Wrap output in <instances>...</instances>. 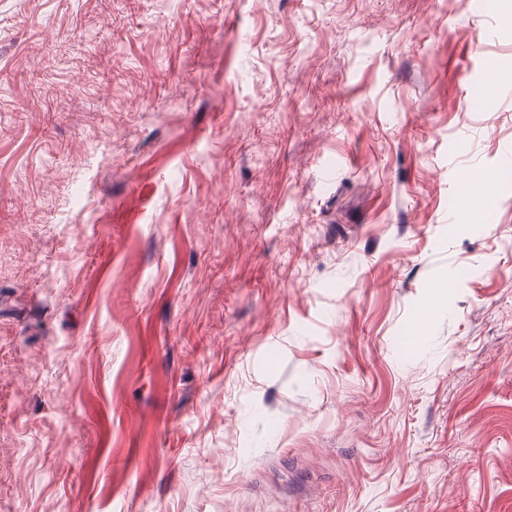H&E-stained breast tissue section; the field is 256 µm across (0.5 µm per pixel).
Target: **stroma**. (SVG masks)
<instances>
[{"instance_id":"35a3bbf8","label":"stroma","mask_w":512,"mask_h":512,"mask_svg":"<svg viewBox=\"0 0 512 512\" xmlns=\"http://www.w3.org/2000/svg\"><path fill=\"white\" fill-rule=\"evenodd\" d=\"M483 5L0 0V512H512Z\"/></svg>"}]
</instances>
